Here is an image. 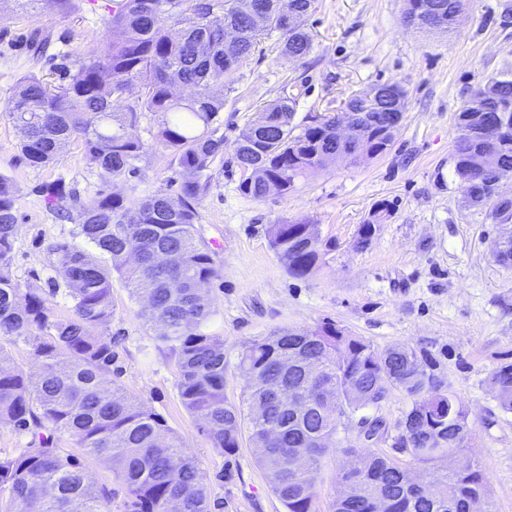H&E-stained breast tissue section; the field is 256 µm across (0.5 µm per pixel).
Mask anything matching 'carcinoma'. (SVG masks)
<instances>
[{
    "instance_id": "carcinoma-1",
    "label": "carcinoma",
    "mask_w": 512,
    "mask_h": 512,
    "mask_svg": "<svg viewBox=\"0 0 512 512\" xmlns=\"http://www.w3.org/2000/svg\"><path fill=\"white\" fill-rule=\"evenodd\" d=\"M266 5L268 23L256 30L243 17L241 0H116L106 22L111 50L104 60L80 59L62 87L31 73L21 78L8 101L22 159L33 167L58 162L65 146L81 140L98 177L110 185L136 171L144 153L133 136L140 112L162 115L158 143L182 168L180 192L159 190L138 199L101 190L84 198L63 179L35 189L59 219L72 221V240L52 245L54 281L73 302V317L53 314L50 298L59 289L19 288L0 273V425L30 437L13 457L0 459V512H104L123 494L120 512H167L172 499L183 512H212L207 474L197 457L164 418L146 403L109 386L118 359L109 334L112 279L118 277L140 305V314L165 330L152 337L176 370V387L187 413L196 418L210 447L227 456L277 432L265 452L255 455L285 512H316L320 461L336 437L337 422L361 411L350 388L371 405L391 392L413 397L399 422L410 441L415 466L376 453L348 448L351 468L339 481L350 492L331 512H372V500L388 501V512H470L473 499L488 488L478 465L425 480L441 456L462 452L473 424L458 397L434 375L431 363L405 344L375 347L348 336L333 324L314 331L277 327L239 352L245 382L240 404L224 395V337L212 330L217 309L200 291L218 276L215 252L196 236L195 204L209 191L213 163L224 150L220 112L224 91L234 90L263 35L280 33L279 50L302 59L313 50L305 28L313 0H255ZM167 18L173 25L161 24ZM238 29L236 46L225 45V29ZM144 92L129 115L112 111L132 81ZM388 100L364 102L358 94L343 110L370 131L379 153L393 143L403 120L388 112ZM296 99L283 93L268 103L239 133L234 158L243 170L240 191L255 199L273 188L286 195L299 177L329 165L339 144L336 119L314 117L294 124ZM454 175L466 201L486 209L494 224L512 222V199L495 191L500 175L512 172V71L488 79L470 94L456 116ZM389 215L379 203L362 224L369 238ZM17 194L12 179L0 175V270L12 263L17 236ZM314 224H272L271 248L287 272L310 275L321 252L308 247ZM82 243H77L76 239ZM24 345L36 366L27 374L11 365L10 346ZM317 359L309 378L310 405L298 418L279 410L266 390L270 383L293 392L298 365ZM288 362V371L281 369ZM489 384L499 407L512 412V364L494 369ZM257 405L266 407L261 418ZM74 440L79 452L104 458L119 489L97 485L82 471L79 458L57 445L59 435Z\"/></svg>"
}]
</instances>
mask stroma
<instances>
[{
    "label": "stroma",
    "instance_id": "1",
    "mask_svg": "<svg viewBox=\"0 0 512 512\" xmlns=\"http://www.w3.org/2000/svg\"><path fill=\"white\" fill-rule=\"evenodd\" d=\"M63 9L52 0H0V173L18 195L20 229L8 274L20 288H47L54 275L49 246L71 239L74 224L59 221L36 186L57 179L94 196L101 187L80 141H71L55 165L29 166L5 107L27 72L52 85L63 82L78 58H104L109 51V0H74ZM407 0H315L306 28L313 50L291 62L279 53V36L264 37L260 50L224 96L220 114L224 156L197 205L198 235L215 251L218 276L208 294L219 311L217 327L226 349L224 393L240 403L244 381L237 370L243 345L281 326L313 329L330 322L378 347L406 344L427 355L434 374L465 404L473 423L466 456L477 462L489 491L487 512H512V413L502 411L488 385L490 373L512 364V269L494 259L497 225L469 206L454 176L456 115L474 89L512 68V0H466L462 21L449 33L407 26ZM47 39L39 62L25 43ZM396 83L408 106L390 148L353 164H330L297 179L288 195L254 199L241 194L243 172L233 159L240 130L281 92L296 99L295 124L310 116L339 113L354 92ZM160 118L144 112L132 129L145 145L136 177L117 182L116 192L138 198L158 189L176 192L177 161L156 133ZM390 215L369 245L357 247L359 228L378 203ZM317 225L331 242L316 270L288 274L269 245L272 224ZM114 315L109 327L119 342L116 386L159 413L210 475L217 512H284L254 449L242 440L231 479L216 481L224 456L210 448L183 408L173 366L149 347L155 326L140 315L120 279L112 281ZM405 392H393L368 408L388 432L371 451L402 461L397 425L410 409ZM353 422L340 426L321 460L318 512H330L345 467V448L355 441Z\"/></svg>",
    "mask_w": 512,
    "mask_h": 512
}]
</instances>
